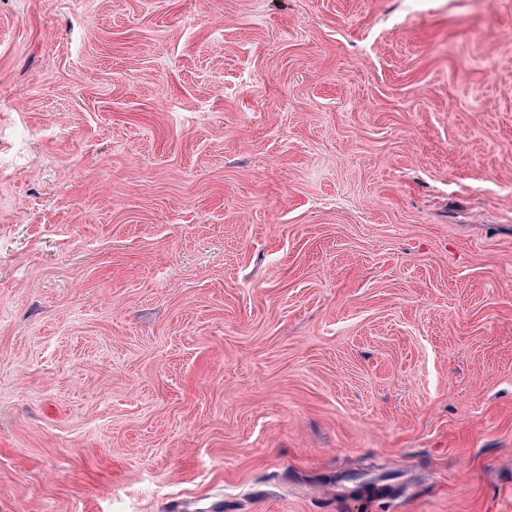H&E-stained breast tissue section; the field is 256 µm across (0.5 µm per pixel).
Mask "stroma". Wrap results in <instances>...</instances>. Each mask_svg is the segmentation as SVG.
Wrapping results in <instances>:
<instances>
[{"label":"stroma","mask_w":512,"mask_h":512,"mask_svg":"<svg viewBox=\"0 0 512 512\" xmlns=\"http://www.w3.org/2000/svg\"><path fill=\"white\" fill-rule=\"evenodd\" d=\"M512 512V0H0V512Z\"/></svg>","instance_id":"obj_1"}]
</instances>
